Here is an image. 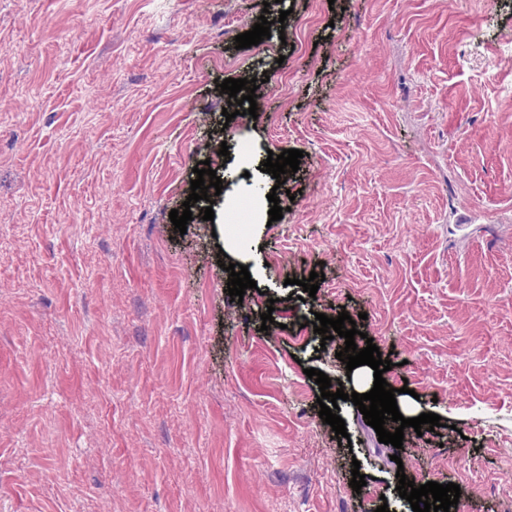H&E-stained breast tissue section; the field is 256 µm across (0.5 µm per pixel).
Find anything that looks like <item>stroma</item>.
I'll use <instances>...</instances> for the list:
<instances>
[{
  "mask_svg": "<svg viewBox=\"0 0 512 512\" xmlns=\"http://www.w3.org/2000/svg\"><path fill=\"white\" fill-rule=\"evenodd\" d=\"M344 311L441 427L397 450L342 400L339 444L306 371L345 381ZM400 469L512 512V0H0V512H376ZM254 217V208L251 201L241 202L224 213V222L231 224L238 236L246 233V224H251Z\"/></svg>",
  "mask_w": 512,
  "mask_h": 512,
  "instance_id": "35a3bbf8",
  "label": "stroma"
}]
</instances>
